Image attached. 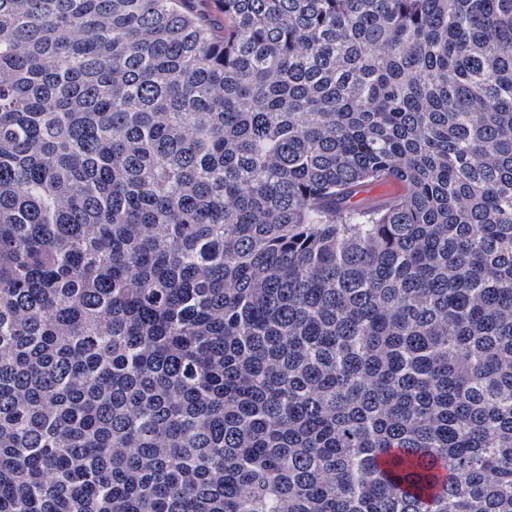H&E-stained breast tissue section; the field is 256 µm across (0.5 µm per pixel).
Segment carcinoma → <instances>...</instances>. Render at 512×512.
<instances>
[{
  "label": "carcinoma",
  "mask_w": 512,
  "mask_h": 512,
  "mask_svg": "<svg viewBox=\"0 0 512 512\" xmlns=\"http://www.w3.org/2000/svg\"><path fill=\"white\" fill-rule=\"evenodd\" d=\"M0 512H512V0H0Z\"/></svg>",
  "instance_id": "obj_1"
}]
</instances>
